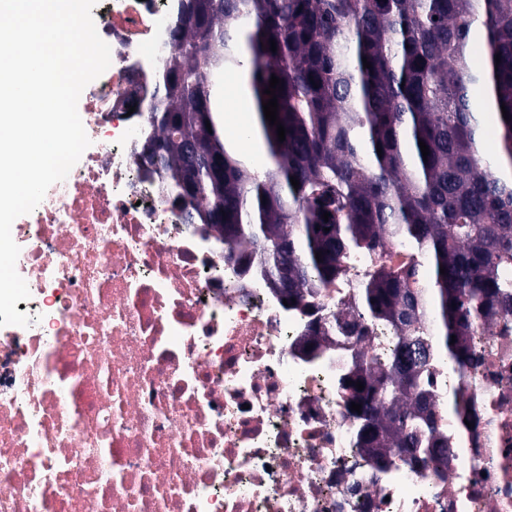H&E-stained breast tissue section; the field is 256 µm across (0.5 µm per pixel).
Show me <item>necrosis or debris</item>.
Wrapping results in <instances>:
<instances>
[{
    "instance_id": "necrosis-or-debris-1",
    "label": "necrosis or debris",
    "mask_w": 512,
    "mask_h": 512,
    "mask_svg": "<svg viewBox=\"0 0 512 512\" xmlns=\"http://www.w3.org/2000/svg\"><path fill=\"white\" fill-rule=\"evenodd\" d=\"M177 0H106L111 64L88 87L92 140L12 225L30 324L0 326V512H512V317L474 339L476 363L431 362L448 468L374 464L329 333L369 261L284 304L220 234L184 223L143 158L151 86Z\"/></svg>"
}]
</instances>
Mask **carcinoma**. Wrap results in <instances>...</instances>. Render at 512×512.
I'll return each mask as SVG.
<instances>
[{"label": "carcinoma", "instance_id": "carcinoma-1", "mask_svg": "<svg viewBox=\"0 0 512 512\" xmlns=\"http://www.w3.org/2000/svg\"><path fill=\"white\" fill-rule=\"evenodd\" d=\"M172 44L152 82L150 165L183 219L253 248L290 299L374 258L336 315L347 342L374 323L395 331L388 350L354 352L341 378L347 402L362 405L360 443L379 465L407 451L448 464V441L429 434L436 412L462 424L474 410L461 390L436 397L427 365L472 362V332L512 315V120L501 110L512 116V0H180ZM226 68L247 79L255 118L243 139L261 137L260 170L224 138ZM273 74L283 142L262 107ZM392 245L407 263L380 260Z\"/></svg>", "mask_w": 512, "mask_h": 512}]
</instances>
